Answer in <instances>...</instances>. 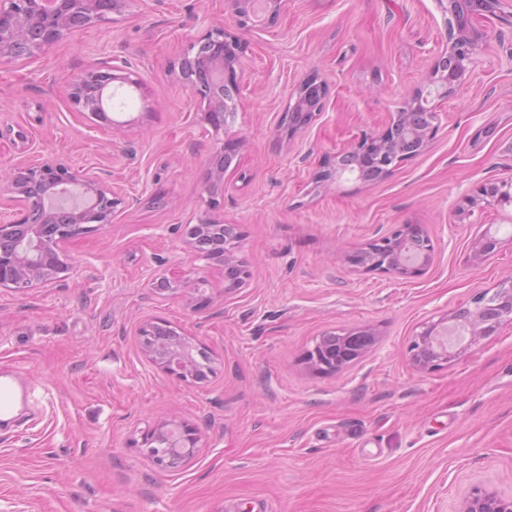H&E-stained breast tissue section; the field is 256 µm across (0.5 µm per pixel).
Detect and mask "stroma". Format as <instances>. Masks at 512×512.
Returning <instances> with one entry per match:
<instances>
[{"label": "stroma", "mask_w": 512, "mask_h": 512, "mask_svg": "<svg viewBox=\"0 0 512 512\" xmlns=\"http://www.w3.org/2000/svg\"><path fill=\"white\" fill-rule=\"evenodd\" d=\"M219 24L246 52L236 110L216 133L174 70ZM474 25L488 40L469 83L435 101L438 131L371 182L315 177L423 87L446 38L435 0H282L256 27L239 24L232 0H127L46 55L0 66V126L25 134L0 141V170L52 156L109 171L138 200L66 244L70 277L0 289V368L37 386L19 422L0 427V512H456L481 482L512 496V322L430 372L407 354L421 324L512 277V208L457 217L483 183L512 177V23ZM101 57L131 61L143 82L112 105L118 130L67 99ZM309 77L326 84L323 109L286 137ZM226 139L241 147L212 198L209 163ZM158 192L167 205L152 204ZM207 214L236 227L240 287L187 244ZM400 224L433 240L423 274L348 263ZM486 232L499 245L478 266ZM174 270L201 280L207 307L158 290ZM155 319L207 350V380H178L146 356L138 330ZM359 328L377 341L350 368L305 363L324 334ZM162 420L201 435L175 468L141 446Z\"/></svg>", "instance_id": "35a3bbf8"}]
</instances>
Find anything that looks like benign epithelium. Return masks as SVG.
<instances>
[{"instance_id":"7a95c632","label":"benign epithelium","mask_w":512,"mask_h":512,"mask_svg":"<svg viewBox=\"0 0 512 512\" xmlns=\"http://www.w3.org/2000/svg\"><path fill=\"white\" fill-rule=\"evenodd\" d=\"M512 0H435L448 31V43L430 69L424 87L405 100L388 128L381 133L361 135L348 149L378 169L359 180L388 177L405 156L394 146L397 117L407 118L408 129L418 148L428 144L438 127L439 113L429 105L432 99H445L467 84L473 71L474 57L486 40V33L473 27L471 18L481 12L502 10ZM261 5L263 24L279 15L281 0H234V11L242 24L250 21L255 5ZM123 0H0V64L21 58L33 59L60 41L97 23L112 12L120 11ZM211 48L207 55L195 54L192 62L199 75L188 83L191 94L202 105L203 119L218 133L227 118L233 116L235 103L224 96V85L234 84L241 71L240 56L244 45L216 26L189 49ZM139 89L142 80L129 63L121 66L110 59H100L83 72L69 87L68 99L77 112L109 122L105 98L124 86ZM326 94L324 82L316 78L303 80L295 90V102L289 111L308 112L305 122L288 126V137L306 129L320 115ZM112 122V121H110ZM117 128L119 123L112 122ZM237 149V141L225 140L211 162L207 178L210 195L224 194V153ZM21 205L19 217L0 224V288L26 292L55 282L74 266L61 253L62 244L85 233L112 223L120 208L134 203L124 190L114 185L106 173L75 170L62 163L45 159L18 165L0 173V199ZM490 206L512 207V179L484 183L480 192L466 199L458 209L465 218L476 209ZM498 245L496 237L485 233L474 250V263L489 260ZM434 257L430 235L415 224H401L389 235L372 241L350 256V261L366 271L404 277L421 274ZM512 319V279L493 292H480L472 306L453 310L437 321H428L412 336L409 360L419 372L447 365L479 343L497 333L502 323ZM144 352L165 374L181 381L195 380L192 346L170 349V341L156 339ZM307 364L317 372H334L348 368L354 360L337 364L312 350ZM164 429L173 435L178 452L198 448L200 432L190 424L161 421L142 438L147 455L156 465L160 456L153 448L155 433ZM457 512H512V498L499 495L485 485L473 486L461 500Z\"/></svg>"}]
</instances>
